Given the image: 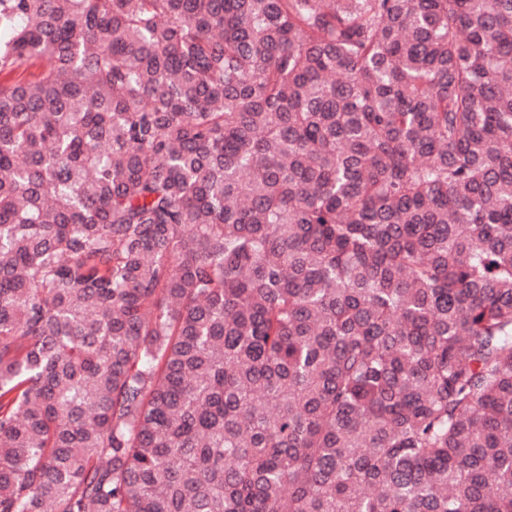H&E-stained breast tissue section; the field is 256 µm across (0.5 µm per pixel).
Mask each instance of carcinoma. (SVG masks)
Returning a JSON list of instances; mask_svg holds the SVG:
<instances>
[{"mask_svg": "<svg viewBox=\"0 0 512 512\" xmlns=\"http://www.w3.org/2000/svg\"><path fill=\"white\" fill-rule=\"evenodd\" d=\"M1 27L0 512H512V0Z\"/></svg>", "mask_w": 512, "mask_h": 512, "instance_id": "carcinoma-1", "label": "carcinoma"}]
</instances>
